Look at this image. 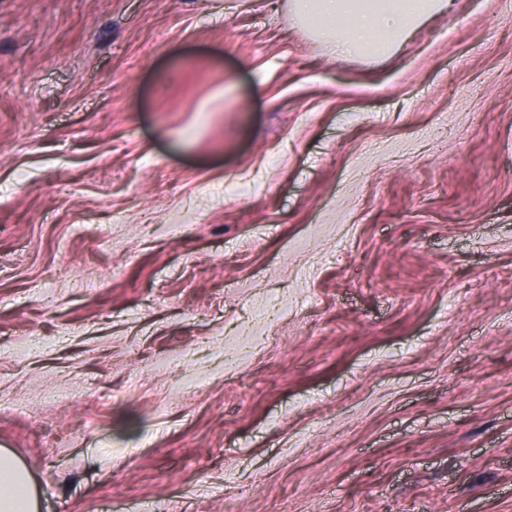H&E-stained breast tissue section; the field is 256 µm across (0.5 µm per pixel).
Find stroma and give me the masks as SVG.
Instances as JSON below:
<instances>
[{"label": "stroma", "instance_id": "1", "mask_svg": "<svg viewBox=\"0 0 512 512\" xmlns=\"http://www.w3.org/2000/svg\"><path fill=\"white\" fill-rule=\"evenodd\" d=\"M0 448L41 512H512V0L379 61L0 0Z\"/></svg>", "mask_w": 512, "mask_h": 512}]
</instances>
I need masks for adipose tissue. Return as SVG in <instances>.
<instances>
[{
  "label": "adipose tissue",
  "mask_w": 512,
  "mask_h": 512,
  "mask_svg": "<svg viewBox=\"0 0 512 512\" xmlns=\"http://www.w3.org/2000/svg\"><path fill=\"white\" fill-rule=\"evenodd\" d=\"M295 19L331 54L382 58L425 20L448 11L449 0H288ZM28 470L0 448V512H40Z\"/></svg>",
  "instance_id": "adipose-tissue-1"
}]
</instances>
